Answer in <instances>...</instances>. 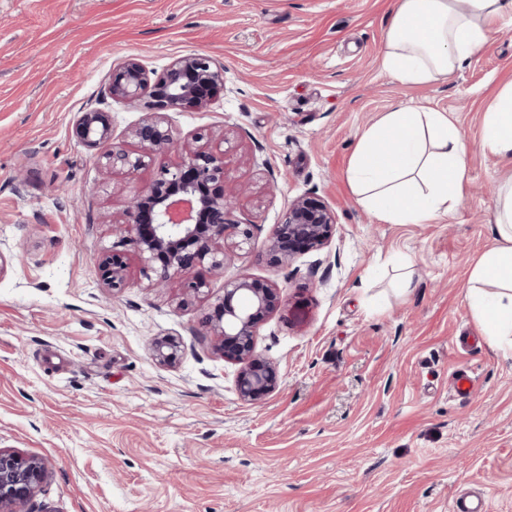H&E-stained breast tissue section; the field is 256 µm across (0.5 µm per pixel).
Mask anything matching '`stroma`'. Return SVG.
<instances>
[{
    "instance_id": "35a3bbf8",
    "label": "stroma",
    "mask_w": 512,
    "mask_h": 512,
    "mask_svg": "<svg viewBox=\"0 0 512 512\" xmlns=\"http://www.w3.org/2000/svg\"><path fill=\"white\" fill-rule=\"evenodd\" d=\"M395 4L0 0V448L48 471L24 512H449L464 492L512 512V353L466 296L512 177V157L481 146L512 80V18L462 69L409 86L382 65ZM191 54L223 66L224 89L169 112L173 136L226 130L225 184L243 191L230 219L253 239L223 273L183 271L210 284L185 303L133 255L125 286L103 285L110 222L153 173L103 169L73 125L109 113L113 141L136 148L146 108L111 98L113 70ZM407 104L448 113L469 144L467 182L452 216L384 224L347 169L361 132ZM302 195L335 211V234L272 266L268 240ZM243 273L283 296L257 330L280 380L260 406L239 399L238 367L202 324ZM159 336L180 341L175 367L153 361ZM460 373L470 394L454 390Z\"/></svg>"
}]
</instances>
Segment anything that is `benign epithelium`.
Here are the masks:
<instances>
[{
  "label": "benign epithelium",
  "mask_w": 512,
  "mask_h": 512,
  "mask_svg": "<svg viewBox=\"0 0 512 512\" xmlns=\"http://www.w3.org/2000/svg\"><path fill=\"white\" fill-rule=\"evenodd\" d=\"M224 88V67L202 54L174 59L156 78L136 58H129L112 72L109 94L119 100L147 98L149 113L131 129L139 144L132 151L112 144L101 157L102 165L133 175L155 164L156 158L176 146L166 112L203 108ZM76 137L96 147L110 137L106 112H84L75 123ZM215 143L183 144V161L175 167L162 165L155 178L127 201L124 221L113 225L120 239L100 263L104 284L123 285L126 260L123 248L139 256L143 276L154 288H165L184 269L200 265L221 272L228 260L250 245L252 225L232 224L228 215L242 190L224 188L227 154ZM336 215L324 202L299 196L288 204L283 221L268 240L267 252L277 266H285L297 254L321 250L331 241ZM283 302L280 289L243 273L224 282V295L217 298L214 320L204 326L213 336L214 350L225 360L240 365L236 387L241 401L259 405L276 391L275 366L256 351L258 326L277 312ZM153 360L173 366L180 345L169 336L156 337L150 345ZM46 476L44 463L0 448V512H21Z\"/></svg>",
  "instance_id": "benign-epithelium-1"
}]
</instances>
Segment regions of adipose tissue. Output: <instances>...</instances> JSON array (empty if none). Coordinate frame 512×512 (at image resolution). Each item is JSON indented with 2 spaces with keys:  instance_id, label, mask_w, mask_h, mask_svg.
<instances>
[{
  "instance_id": "ef3b65f1",
  "label": "adipose tissue",
  "mask_w": 512,
  "mask_h": 512,
  "mask_svg": "<svg viewBox=\"0 0 512 512\" xmlns=\"http://www.w3.org/2000/svg\"><path fill=\"white\" fill-rule=\"evenodd\" d=\"M399 0L385 33V67L402 83L440 80L481 51L512 0ZM482 146L512 155V82L483 118ZM468 144L447 113L408 105L364 131L349 181L360 202L386 224H424L454 213L466 182ZM494 245L468 282L472 312L492 345L512 351V182L499 193Z\"/></svg>"
}]
</instances>
